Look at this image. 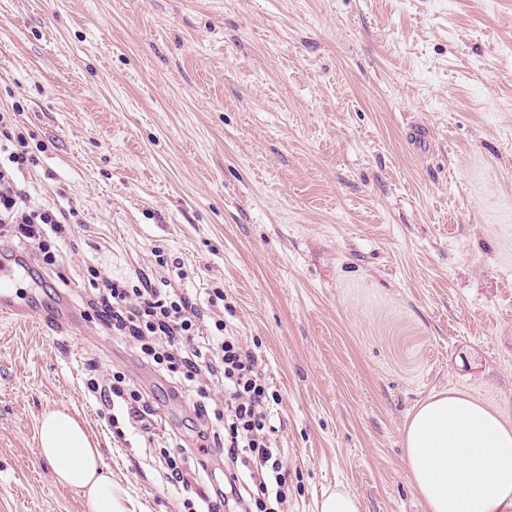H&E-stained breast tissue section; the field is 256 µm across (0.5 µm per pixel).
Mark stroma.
<instances>
[{
  "label": "stroma",
  "mask_w": 512,
  "mask_h": 512,
  "mask_svg": "<svg viewBox=\"0 0 512 512\" xmlns=\"http://www.w3.org/2000/svg\"><path fill=\"white\" fill-rule=\"evenodd\" d=\"M10 106L37 195L83 222L47 239L78 325L0 319V512H85L39 453L56 408L143 512H184L86 388L124 372L159 441L196 439L187 401L100 330L90 265L223 288L280 397L282 512L339 482L362 512H428L413 408L453 388L512 411V0H0Z\"/></svg>",
  "instance_id": "35a3bbf8"
}]
</instances>
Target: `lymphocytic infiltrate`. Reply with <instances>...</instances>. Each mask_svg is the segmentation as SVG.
<instances>
[{
  "instance_id": "f902f5d3",
  "label": "lymphocytic infiltrate",
  "mask_w": 512,
  "mask_h": 512,
  "mask_svg": "<svg viewBox=\"0 0 512 512\" xmlns=\"http://www.w3.org/2000/svg\"><path fill=\"white\" fill-rule=\"evenodd\" d=\"M24 127L15 113L0 112V224L17 228L18 240L29 244L43 265L56 257L45 236L63 225L80 223L77 209L63 210L36 199L21 176L36 166ZM98 286L88 303L114 335L135 340L142 362L169 378L175 393L184 395L199 423V447L172 441L160 449L156 462L167 485L186 494L188 512H268L288 495L282 450L276 441L272 413L279 403L260 371L258 351L227 334L220 317L204 318L203 306H216L224 291L208 288L190 294L139 277L137 285L91 269ZM224 385L223 401L211 395L213 382ZM87 387L99 396L101 415L118 424L115 406L128 423L149 432L156 408L149 395L129 386L122 372L104 379L89 378ZM223 462V474L213 465Z\"/></svg>"
}]
</instances>
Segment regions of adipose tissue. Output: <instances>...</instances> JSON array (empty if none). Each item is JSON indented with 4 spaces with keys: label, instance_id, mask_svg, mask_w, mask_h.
<instances>
[{
    "label": "adipose tissue",
    "instance_id": "ef3b65f1",
    "mask_svg": "<svg viewBox=\"0 0 512 512\" xmlns=\"http://www.w3.org/2000/svg\"><path fill=\"white\" fill-rule=\"evenodd\" d=\"M38 434L56 480L81 492L87 512H136L68 411L45 412ZM403 445L407 478L429 512H512V417L503 408L451 389L433 393L405 422Z\"/></svg>",
    "mask_w": 512,
    "mask_h": 512
}]
</instances>
